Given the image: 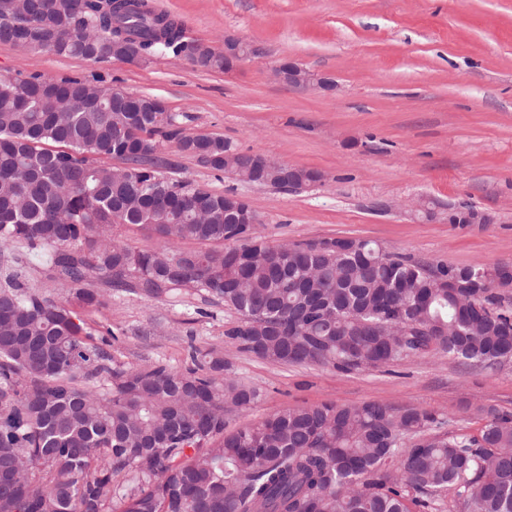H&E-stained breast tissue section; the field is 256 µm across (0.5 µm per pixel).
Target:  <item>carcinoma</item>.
<instances>
[{"label":"carcinoma","mask_w":512,"mask_h":512,"mask_svg":"<svg viewBox=\"0 0 512 512\" xmlns=\"http://www.w3.org/2000/svg\"><path fill=\"white\" fill-rule=\"evenodd\" d=\"M146 55L193 56L177 21L147 0H0V42L26 51L112 59L119 42ZM86 85L39 74L0 78V512H409V491L454 489L467 512H512V416L480 409L479 435L438 433L432 411L376 402L281 409L235 432L225 417L261 391L224 376L214 349L193 367H126L94 343L81 313L28 285L21 250L54 248L52 271L82 307L102 278L155 300L193 289L237 314L225 335L274 365L377 369L438 348L494 369L512 359L506 264L428 267L357 240L272 245L232 223L224 195L160 171L157 136L222 171L258 156L222 137L181 134L149 99L109 95L76 110ZM105 158L125 167L107 165ZM114 224L151 231L152 251L116 243ZM193 240L206 251L179 247ZM388 459L399 474L383 470Z\"/></svg>","instance_id":"carcinoma-1"}]
</instances>
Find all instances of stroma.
<instances>
[{"mask_svg":"<svg viewBox=\"0 0 512 512\" xmlns=\"http://www.w3.org/2000/svg\"><path fill=\"white\" fill-rule=\"evenodd\" d=\"M149 2L189 38L220 50L235 37L263 53L227 74L168 53L139 64L93 63L0 42V77L95 79L160 99L184 134L220 136L242 151L320 171L322 182L309 189L248 185L165 142L161 156L175 177L242 195L270 244L354 237L426 265H512V0ZM288 58L333 80L335 90L274 81L272 69ZM424 199L433 218L418 213ZM452 205L497 220L452 224ZM49 254L29 253L31 285L76 305L52 280ZM94 287L103 303L84 317L115 361L181 370L190 348L215 349L230 376L260 389L252 409L228 416L230 431L285 406L321 403L425 409L471 436L482 427L479 407L512 414V361L483 370L432 349L349 374L272 365L226 337L236 315L221 302L201 294L156 301L102 280Z\"/></svg>","mask_w":512,"mask_h":512,"instance_id":"1","label":"stroma"}]
</instances>
